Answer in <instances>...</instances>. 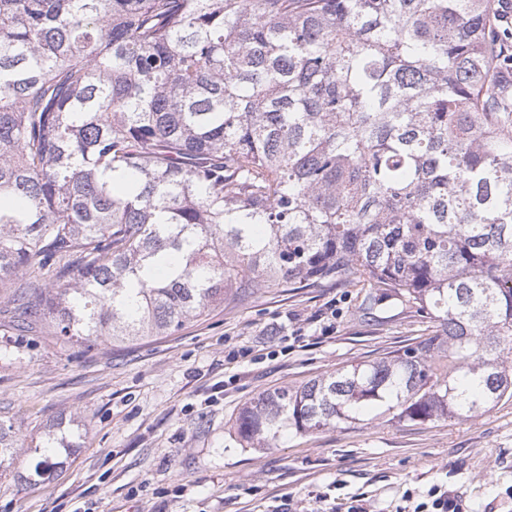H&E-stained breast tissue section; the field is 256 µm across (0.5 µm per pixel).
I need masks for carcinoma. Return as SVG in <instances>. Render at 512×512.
Returning a JSON list of instances; mask_svg holds the SVG:
<instances>
[{
    "label": "carcinoma",
    "mask_w": 512,
    "mask_h": 512,
    "mask_svg": "<svg viewBox=\"0 0 512 512\" xmlns=\"http://www.w3.org/2000/svg\"><path fill=\"white\" fill-rule=\"evenodd\" d=\"M503 29L492 0H0V288L49 277L13 326L94 347L271 284L387 288L433 334L259 394L241 441L512 400Z\"/></svg>",
    "instance_id": "1"
}]
</instances>
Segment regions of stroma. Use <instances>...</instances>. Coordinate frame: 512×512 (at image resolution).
Wrapping results in <instances>:
<instances>
[{
  "instance_id": "1",
  "label": "stroma",
  "mask_w": 512,
  "mask_h": 512,
  "mask_svg": "<svg viewBox=\"0 0 512 512\" xmlns=\"http://www.w3.org/2000/svg\"><path fill=\"white\" fill-rule=\"evenodd\" d=\"M0 289V420L17 457L0 474V512H399L435 484L460 512H512V401L471 419L379 418L247 448L233 423L259 393L423 339L427 322L389 297L370 314L330 282L265 286L169 336L94 348L8 323ZM82 434L54 475L30 484L52 425Z\"/></svg>"
}]
</instances>
